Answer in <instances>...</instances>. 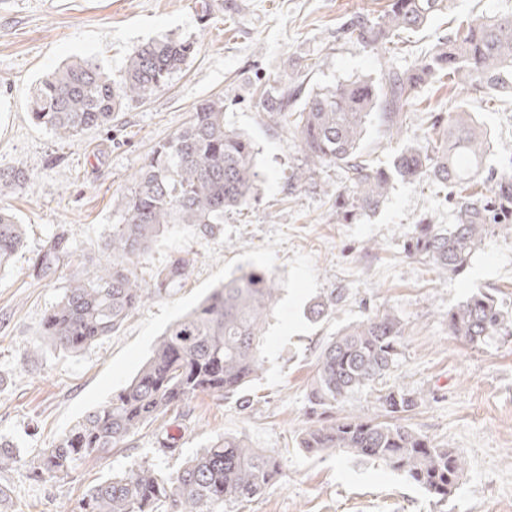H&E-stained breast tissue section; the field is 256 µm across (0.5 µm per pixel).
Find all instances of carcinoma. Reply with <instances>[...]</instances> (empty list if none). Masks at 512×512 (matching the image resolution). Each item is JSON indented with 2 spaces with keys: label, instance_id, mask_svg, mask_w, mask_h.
<instances>
[{
  "label": "carcinoma",
  "instance_id": "1",
  "mask_svg": "<svg viewBox=\"0 0 512 512\" xmlns=\"http://www.w3.org/2000/svg\"><path fill=\"white\" fill-rule=\"evenodd\" d=\"M449 0H389L376 19L351 22L348 34L383 52L405 32L416 31L448 8ZM196 52L188 40L164 37L136 48L120 79L92 59L65 63L33 87L28 107L33 122L62 139L106 127L134 100H146ZM447 78L452 85L479 87L496 98H512V13L475 16L458 23L407 69L388 67L382 82L348 80L310 92L302 103L301 74L288 86L274 84L258 105L270 122L300 142L304 163L294 178L314 180L325 166L344 169L346 182L331 191L336 223L375 212L392 178L428 180L454 189L455 222L444 226L425 217L416 224L410 253L442 274L459 275L484 239L498 227L512 233V172L486 169L484 130L463 106L431 116L433 136L424 146L398 153L392 168L373 166L360 144L369 117L383 114L400 128L422 86ZM252 140L231 129L224 99L199 103L187 124L158 142L123 197L120 221L105 248L121 260L72 274L60 300L45 314L41 338L55 349L78 353L112 336L146 300L186 279L194 257L185 252L159 268L152 285L138 282L137 265L172 224H187L203 236L224 223V212L248 206L260 173ZM29 176L0 169V192L19 190ZM16 216L0 206V271L23 247ZM74 257L70 239L55 233L33 262L36 276L53 280L61 262ZM275 276L251 266L213 289L161 335L137 374L104 404L89 411L50 447L39 452L36 475L64 479L79 462L99 459L128 445L145 425L201 394L224 399L239 394L262 370L261 347L268 316L277 303ZM344 295L320 299L310 317H331ZM448 330L470 344L512 335V314L481 289L448 310ZM404 324L387 309H375L338 332L322 350L308 393L310 424L298 447L375 460L437 501L458 488L465 472L455 451L408 424L423 396L411 387L379 390L381 414H340L354 393L375 385L396 365ZM282 457L226 436L186 459L166 475L144 461L107 478L79 500L76 512H226L261 496L282 474Z\"/></svg>",
  "mask_w": 512,
  "mask_h": 512
}]
</instances>
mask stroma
<instances>
[{"label":"stroma","instance_id":"1","mask_svg":"<svg viewBox=\"0 0 512 512\" xmlns=\"http://www.w3.org/2000/svg\"><path fill=\"white\" fill-rule=\"evenodd\" d=\"M223 2L217 11L211 0H0V168L31 176L25 188L0 197L25 230L22 249L0 271V440L19 457L0 471L8 494L0 512H70L102 480L144 461L173 473L226 435L283 457L279 482L238 512H512V336L472 345L448 330L449 309L479 287L512 313V233L490 234L462 274L439 275L409 253L408 242L422 217L453 222L444 190L398 178L376 213L337 223L323 187L342 184L343 169L324 167L316 185L292 187L301 145L258 108L262 88L300 70L312 90L378 80L388 63L410 67L447 35L453 19L512 13V0H450L447 12L409 35L388 63L344 30L352 18L381 15L388 0ZM164 36L195 41L196 55L166 88L115 113L109 127L65 141L32 122L27 101L44 74L91 57L117 77L134 49ZM218 95L228 126L257 149V196L248 208L225 213L213 235L170 225L136 275L152 283L158 268L184 252L195 258L192 271L139 307L116 334L77 354L38 346L43 317L73 267L39 279L32 270L36 254L63 230L86 268L104 259L131 176L198 103ZM462 103L492 135L487 167L512 166V99L490 102L484 91L439 81L416 93L401 134L372 117L361 151L387 166L404 146L425 144L430 113ZM253 265L275 275L279 294L266 326L263 368L244 391L250 407L242 398L202 395L143 428L128 447L80 463L67 478L36 477L40 450L130 380L175 318ZM338 289L345 299L335 315L310 321V304ZM375 308L390 309L405 327L399 360L383 386L403 382L422 392L410 425L466 462L448 500L436 501L383 465L333 452L313 456L297 445L309 423L307 395L321 349ZM167 426L179 436L172 455L156 451Z\"/></svg>","mask_w":512,"mask_h":512}]
</instances>
